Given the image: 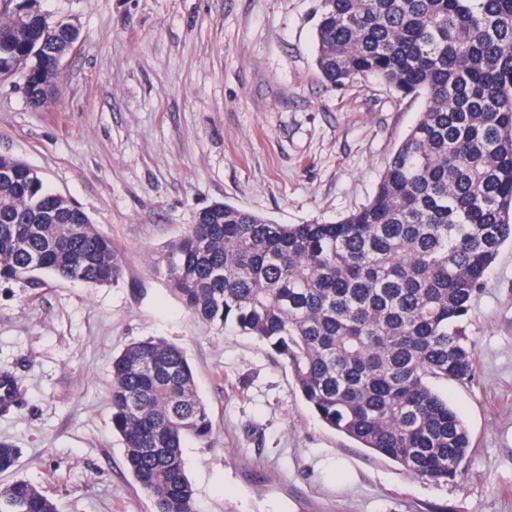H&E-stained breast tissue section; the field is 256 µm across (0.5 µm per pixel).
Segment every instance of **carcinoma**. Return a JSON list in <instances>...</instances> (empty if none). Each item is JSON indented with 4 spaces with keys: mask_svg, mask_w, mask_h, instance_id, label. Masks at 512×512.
I'll use <instances>...</instances> for the list:
<instances>
[{
    "mask_svg": "<svg viewBox=\"0 0 512 512\" xmlns=\"http://www.w3.org/2000/svg\"><path fill=\"white\" fill-rule=\"evenodd\" d=\"M78 38L38 0L0 10V78L18 74L37 108L65 84ZM315 63L343 88L376 77L420 99L414 126L369 201L336 221L279 224L218 202L162 258L185 308L257 337L328 426L440 482L469 462L468 431L437 381L467 383L472 304L512 240V0H321ZM51 273L116 284L123 261L89 216L0 155V281ZM112 428L155 512H198L182 453L209 444L211 413L184 351L163 339L112 358ZM19 449L0 441V473ZM57 512L16 478L0 512Z\"/></svg>",
    "mask_w": 512,
    "mask_h": 512,
    "instance_id": "obj_1",
    "label": "carcinoma"
}]
</instances>
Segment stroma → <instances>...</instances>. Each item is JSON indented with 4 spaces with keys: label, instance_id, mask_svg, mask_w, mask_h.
<instances>
[{
    "label": "stroma",
    "instance_id": "35a3bbf8",
    "mask_svg": "<svg viewBox=\"0 0 512 512\" xmlns=\"http://www.w3.org/2000/svg\"><path fill=\"white\" fill-rule=\"evenodd\" d=\"M79 32L66 88L32 109L0 80V155L38 169L125 261L115 285L51 274L0 282V370L20 407L0 440L58 512H154L112 428V358L162 338L186 353L216 426L189 442L199 512H512V245L476 297V372L437 383L471 464L434 482L324 424L257 339L197 319L161 262L197 212L226 202L280 224L335 221L372 196L419 117L375 78L328 87L315 65L320 0H40Z\"/></svg>",
    "mask_w": 512,
    "mask_h": 512
}]
</instances>
